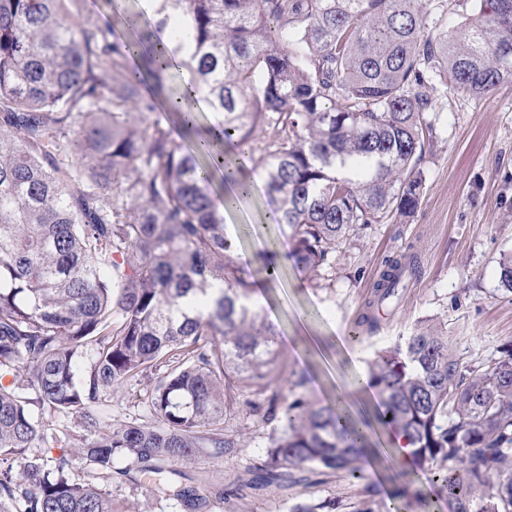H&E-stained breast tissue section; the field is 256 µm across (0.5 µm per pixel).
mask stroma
I'll return each instance as SVG.
<instances>
[{
  "mask_svg": "<svg viewBox=\"0 0 512 512\" xmlns=\"http://www.w3.org/2000/svg\"><path fill=\"white\" fill-rule=\"evenodd\" d=\"M77 11L94 17L119 42L153 40L154 28L143 19L139 0H78ZM143 79V92L154 102L146 121L175 127L178 116L167 100L180 88L182 74L159 81L147 73ZM435 113L436 139L424 162L426 185L413 220L364 231L325 271L326 289L310 287L290 267L263 289L260 312L281 333V368L305 372L306 393L315 402L335 404L337 390L348 389L378 352L424 321L441 324L465 362L494 356L512 342V294L498 280L501 258L512 253V82L482 97L441 89ZM268 210L260 188L225 211L235 256L260 246L287 247L288 227L269 224ZM410 245L420 256L421 276L384 304L377 332H363L356 320L368 289L386 260ZM151 388V379L141 377L119 394L103 395L113 426L151 422ZM224 432L235 446L220 458L203 453L179 463L162 461L146 476L120 455L113 460L111 479L104 481L78 460L70 477L99 483L114 512H186L174 490L210 482L222 484L224 497L210 499L203 512H288L294 500L352 501L369 487L377 492L381 512H454L448 499L437 496L431 471L400 469L388 455L364 462L358 480L318 471L309 482L282 491L255 489L247 469L264 456L269 427L242 407L225 422ZM402 484L409 487L408 498L394 499L393 489Z\"/></svg>",
  "mask_w": 512,
  "mask_h": 512,
  "instance_id": "obj_1",
  "label": "stroma"
}]
</instances>
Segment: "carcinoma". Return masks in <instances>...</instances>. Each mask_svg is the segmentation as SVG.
Here are the masks:
<instances>
[{
	"instance_id": "carcinoma-1",
	"label": "carcinoma",
	"mask_w": 512,
	"mask_h": 512,
	"mask_svg": "<svg viewBox=\"0 0 512 512\" xmlns=\"http://www.w3.org/2000/svg\"><path fill=\"white\" fill-rule=\"evenodd\" d=\"M75 2L0 0V454L37 483L1 469L0 512H113L95 485L71 480L70 454L29 453L34 403L80 419L79 453L106 479L118 454L148 472L206 448L224 455L234 390L271 429L252 485L280 488L307 467L363 478L365 436L309 399L304 373H288V395L277 388L281 339L253 293L255 274L278 277L279 251L254 269L233 256L208 171L248 196L241 176L259 163L272 221L290 229L288 262L319 276L361 231L415 216L440 86L484 96L512 79V0H476L467 22L435 32L429 11L448 0H161L155 31L176 15L178 40L142 57L161 76L187 53L221 118L192 150L197 113L180 93L169 98L177 128L133 122L152 109L133 49L91 18L59 21ZM420 273L414 251L386 261L360 323L375 329L371 309ZM499 281L512 294V256ZM157 368L153 422L111 427L101 393ZM366 376L378 423L403 432L456 512H512L511 342L466 363L427 323ZM209 494L224 488L176 490L194 509ZM289 512L380 503L369 489Z\"/></svg>"
}]
</instances>
